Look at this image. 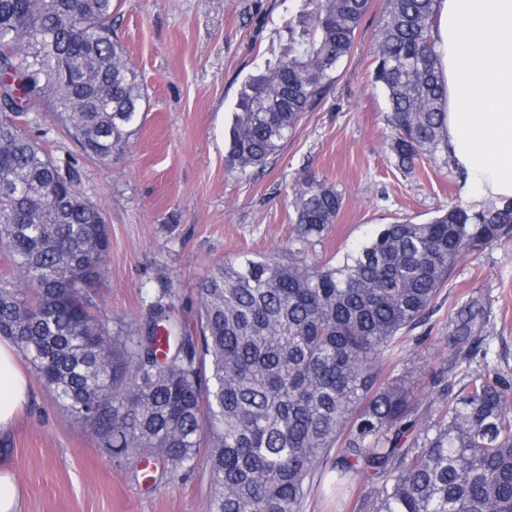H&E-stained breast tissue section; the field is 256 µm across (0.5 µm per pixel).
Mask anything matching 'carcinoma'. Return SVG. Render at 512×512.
Listing matches in <instances>:
<instances>
[{"label":"carcinoma","instance_id":"cac0c4a2","mask_svg":"<svg viewBox=\"0 0 512 512\" xmlns=\"http://www.w3.org/2000/svg\"><path fill=\"white\" fill-rule=\"evenodd\" d=\"M113 0H0V337L111 459L164 460L173 475L207 451L206 512H307L320 464L336 471V512L357 477H389L375 512H512V376L489 362L448 395L419 448L396 349L455 265L512 233V200L454 203L427 222L385 224L342 260L319 263L311 237L343 194L306 177L292 202L288 260L243 252L200 282L196 328L171 321L164 288L141 321H113L89 287L111 249L103 211L75 163L28 126L48 108L83 154L126 143L145 99L112 39ZM274 64L245 81L225 168L262 167L325 93L369 0H297ZM437 0H386L372 85L385 96L394 165L426 157L451 172ZM480 311L457 312L460 343Z\"/></svg>","mask_w":512,"mask_h":512}]
</instances>
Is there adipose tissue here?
Here are the masks:
<instances>
[{"mask_svg":"<svg viewBox=\"0 0 512 512\" xmlns=\"http://www.w3.org/2000/svg\"><path fill=\"white\" fill-rule=\"evenodd\" d=\"M437 46L446 88L448 150L466 183L512 198V0H439ZM30 394L14 344L0 341V435Z\"/></svg>","mask_w":512,"mask_h":512,"instance_id":"ef3b65f1","label":"adipose tissue"}]
</instances>
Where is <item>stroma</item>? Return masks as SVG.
Here are the masks:
<instances>
[{"mask_svg": "<svg viewBox=\"0 0 512 512\" xmlns=\"http://www.w3.org/2000/svg\"><path fill=\"white\" fill-rule=\"evenodd\" d=\"M292 3L113 0V32L146 93L127 143L108 161L92 160L54 113L39 114L33 133L44 136L53 158L75 160L110 227L96 301L112 318L142 319L170 287L175 314L193 322L199 283L214 265L243 252L287 255L297 236L290 202L308 175L344 195L334 224L308 246L322 260L341 259L379 225L423 223L453 201L482 203L430 161L412 176L393 163L386 101L370 84L383 0H370L332 85L266 166L226 172L225 136L241 88L257 64L279 55ZM470 305L482 308L484 325L453 347L452 317ZM397 354L423 425L466 371L490 363L512 374V236L457 263ZM0 456L24 493L22 512H205L210 495L205 456L175 478L153 461L156 482L143 480L132 465L110 460L37 380Z\"/></svg>", "mask_w": 512, "mask_h": 512, "instance_id": "1", "label": "stroma"}]
</instances>
